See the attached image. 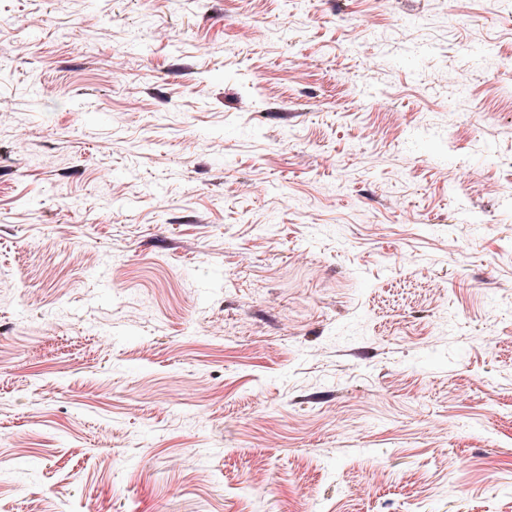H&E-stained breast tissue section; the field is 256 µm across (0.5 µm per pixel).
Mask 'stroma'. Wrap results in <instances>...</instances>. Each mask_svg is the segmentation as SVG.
<instances>
[{
	"mask_svg": "<svg viewBox=\"0 0 512 512\" xmlns=\"http://www.w3.org/2000/svg\"><path fill=\"white\" fill-rule=\"evenodd\" d=\"M415 499L512 512V0H0V512Z\"/></svg>",
	"mask_w": 512,
	"mask_h": 512,
	"instance_id": "obj_1",
	"label": "stroma"
}]
</instances>
